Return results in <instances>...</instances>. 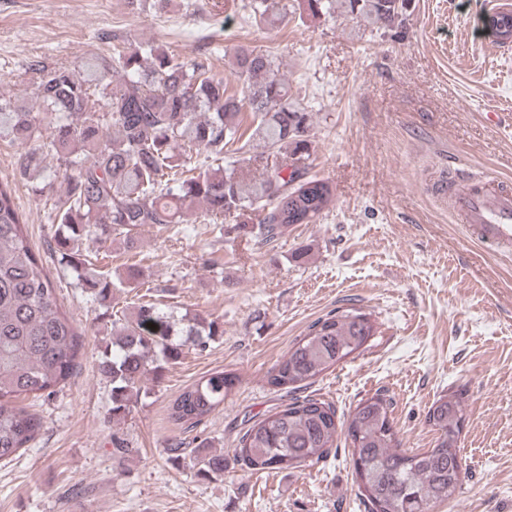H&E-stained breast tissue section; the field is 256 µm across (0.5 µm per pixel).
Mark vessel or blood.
Segmentation results:
<instances>
[{"label":"vessel or blood","mask_w":512,"mask_h":512,"mask_svg":"<svg viewBox=\"0 0 512 512\" xmlns=\"http://www.w3.org/2000/svg\"><path fill=\"white\" fill-rule=\"evenodd\" d=\"M448 206L485 248L512 251L511 185L492 183L470 171H452L448 174Z\"/></svg>","instance_id":"obj_1"}]
</instances>
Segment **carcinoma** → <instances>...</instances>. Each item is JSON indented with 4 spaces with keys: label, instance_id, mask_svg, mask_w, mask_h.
Instances as JSON below:
<instances>
[{
    "label": "carcinoma",
    "instance_id": "cac0c4a2",
    "mask_svg": "<svg viewBox=\"0 0 512 512\" xmlns=\"http://www.w3.org/2000/svg\"><path fill=\"white\" fill-rule=\"evenodd\" d=\"M350 12L390 29L405 24L409 0H348ZM313 16L331 15L336 0H305ZM250 13L264 18L278 0H250ZM113 47L112 60L96 56L79 77L42 58L23 76L41 112L0 99V139L42 143L59 161L65 194L56 205L54 249L77 272L78 285L105 308L112 340L102 353L101 375L112 385V421L130 413L145 380L163 376L185 350L203 351L224 335L217 318L184 315L176 320L152 304L119 305L140 270L121 275L91 268L82 245L114 235L136 244L145 225L180 224L202 208L218 232L251 225L257 245H270L292 224H317L333 202L330 183L312 173L309 112L288 100V88L269 55L242 48L235 56L236 89L201 60H181L148 43ZM116 73L120 86L108 75ZM105 99V110L94 98ZM204 153V160L193 154ZM218 165H213V162ZM42 156L26 154L20 175L37 178ZM262 168L252 174V166ZM16 209L12 190L0 182V461H10L33 442L41 419L20 404L30 394L53 393L80 366L82 334L56 301L55 288L36 256ZM371 316L352 307L310 325L288 354L267 373V384L290 392L306 389L322 373L360 350L375 334ZM236 381L226 372L206 376L168 407V417L193 428L224 403ZM392 398L377 391L349 414L347 439L360 495L368 512H433L452 498L466 475L459 422L464 393L448 389L428 408L437 433L421 452L400 448ZM338 433L336 407L314 394L293 398L256 421L233 449L249 470H288L327 458ZM196 475L224 470V454L200 448Z\"/></svg>",
    "mask_w": 512,
    "mask_h": 512
}]
</instances>
